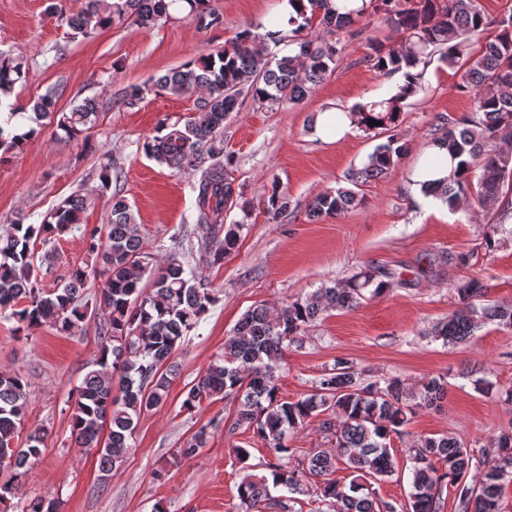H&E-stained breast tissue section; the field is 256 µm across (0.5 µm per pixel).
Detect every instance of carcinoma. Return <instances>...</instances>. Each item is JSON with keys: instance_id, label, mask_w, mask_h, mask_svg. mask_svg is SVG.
Masks as SVG:
<instances>
[{"instance_id": "carcinoma-1", "label": "carcinoma", "mask_w": 512, "mask_h": 512, "mask_svg": "<svg viewBox=\"0 0 512 512\" xmlns=\"http://www.w3.org/2000/svg\"><path fill=\"white\" fill-rule=\"evenodd\" d=\"M210 0H84L76 13L54 2L51 14L71 30V37H89L128 21L152 28L178 7L206 26H218L221 16ZM309 9L290 21L296 25L293 54L270 55L280 31L255 34L246 27L231 45L205 54L156 81L174 94L200 93L193 116L180 127L165 122L143 142L146 156L176 172L197 174L196 229L204 240L207 261L218 264L236 248L237 231L224 227V212L238 206L224 154L226 122L248 97L273 105L296 103L312 93L338 63L337 44L303 35L318 24L340 35L353 27L359 32L387 28L398 36L391 48L370 37L372 53L366 63L374 70L403 74L405 83L392 96L360 105L348 113L360 130L386 137L367 161L351 169L346 185L317 194L308 205L312 220L338 216L364 202L361 187L388 173L404 155L407 144L398 136L407 101L422 91L419 67L436 56L460 75L456 88L473 96L470 113L444 122L432 143L459 159L457 174L424 190L449 209L472 198L483 203L512 194V14L490 18L479 0H362L358 8L340 11L331 0H308ZM492 29L494 35L471 51L474 38ZM25 62L0 57V101L9 98L25 78ZM148 89L125 91L120 104L137 107ZM52 92L31 106L34 126L17 134L0 126V156L22 145L43 126L55 125L63 142L91 147V130L99 119V102L85 98L67 112L53 111ZM375 124H369V120ZM477 180H472V176ZM87 200L73 195L34 226L19 220L0 236V311H10L17 329L48 326L63 333L83 331L87 312L81 292L87 279L101 281L99 305L107 314L100 326L96 368L88 371L71 409V438L75 446L95 450L101 470L118 469L125 461L141 414L161 407L172 381L170 360L181 340L216 301L205 280L193 272L185 255L172 251L165 261L150 262L142 251L139 225L119 193L111 197L106 241L90 234L88 258L73 268L67 282L51 292L38 286L44 261L37 260L32 240L61 236L79 229ZM288 194L272 183L265 201L267 213L288 210ZM377 269L365 268L344 282L324 285L272 312L264 304L248 309L224 341L218 356L189 386L182 409L195 410L205 399L232 394L237 400L232 429L252 433L267 450L270 476L246 475L237 486L240 512H303L302 497L312 498L309 512H439L443 488L454 494L456 512H504L505 486L512 483V428L489 443L472 448L453 437L421 436L408 448L411 490L406 503L375 496L372 485L399 474L391 441L417 411L431 409L447 395V382L432 377L415 388L399 379L368 381L347 357L322 371L311 392L295 400L280 395L277 384L285 353L302 346L306 328L330 310L360 305L365 291L378 295L388 284ZM487 287L476 277L456 284L460 306L432 328V335L452 345L466 343L487 322L512 328V304L485 299ZM30 395V384L19 374L0 373V467L12 475L0 483V512H9L18 485L26 481L45 450V432L32 431L19 442ZM312 417L334 437L335 445L311 456H295L291 434ZM209 441L208 426H200L174 460L193 459ZM344 466L350 480L332 478ZM281 495H271V490Z\"/></svg>"}]
</instances>
